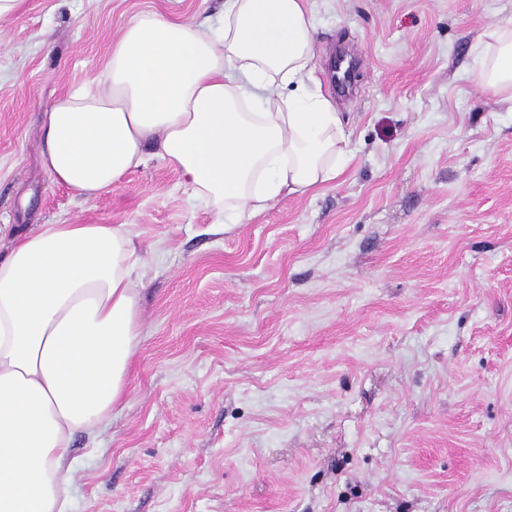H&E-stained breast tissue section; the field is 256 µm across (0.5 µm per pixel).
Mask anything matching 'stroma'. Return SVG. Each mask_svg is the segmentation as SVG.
Segmentation results:
<instances>
[{
  "instance_id": "stroma-1",
  "label": "stroma",
  "mask_w": 512,
  "mask_h": 512,
  "mask_svg": "<svg viewBox=\"0 0 512 512\" xmlns=\"http://www.w3.org/2000/svg\"><path fill=\"white\" fill-rule=\"evenodd\" d=\"M24 0L0 19V256L40 224H124L143 334L126 403L76 435L70 512H512V103L476 47L512 0H314L351 160L246 224L153 161L82 203L42 116L152 10Z\"/></svg>"
}]
</instances>
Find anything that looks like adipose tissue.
<instances>
[{
    "label": "adipose tissue",
    "mask_w": 512,
    "mask_h": 512,
    "mask_svg": "<svg viewBox=\"0 0 512 512\" xmlns=\"http://www.w3.org/2000/svg\"><path fill=\"white\" fill-rule=\"evenodd\" d=\"M315 32L310 0H224L217 24L142 14L47 109L42 164L87 203L161 160L218 223H246L349 157ZM476 77L512 100V23L488 30ZM138 264L121 224H42L0 258V512H68L74 436L126 396Z\"/></svg>",
    "instance_id": "obj_1"
}]
</instances>
